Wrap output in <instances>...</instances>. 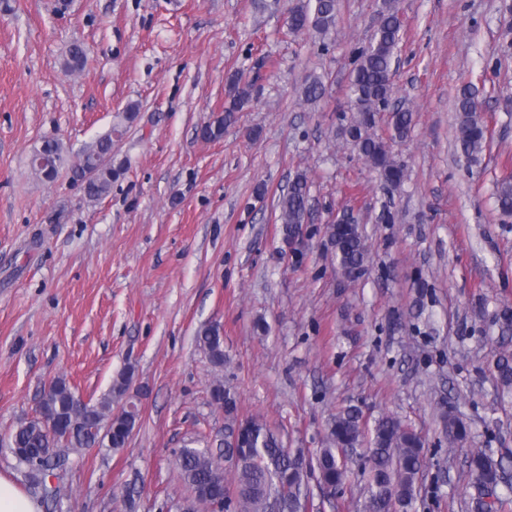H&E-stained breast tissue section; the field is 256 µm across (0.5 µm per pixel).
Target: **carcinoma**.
<instances>
[{
    "label": "carcinoma",
    "mask_w": 512,
    "mask_h": 512,
    "mask_svg": "<svg viewBox=\"0 0 512 512\" xmlns=\"http://www.w3.org/2000/svg\"><path fill=\"white\" fill-rule=\"evenodd\" d=\"M336 0H297L290 8L293 23L289 30L298 33L311 30L326 39L336 33ZM401 19L398 0H380L374 31L366 47L352 56L348 96L350 120L340 124L339 136L378 174L385 184L401 185L405 169L393 155L391 142L408 137L413 113L393 105V64L401 42ZM87 60L82 43L74 41L67 50L65 65L75 71ZM329 93L324 76L310 74L301 88L303 100L316 105ZM252 99V84L236 75L228 80L227 105L224 116L202 126L201 136L214 140L223 136L224 126L234 113ZM387 113L389 138L375 131L376 119ZM456 147L468 167L480 164L487 142V127L480 115L478 90L470 83L456 96ZM43 151L60 169L66 162L67 150L57 139L44 141ZM96 156L112 155V132H107L87 148ZM112 163L96 175L84 179L85 197L96 202L103 199L112 186ZM495 202L504 215L512 214V176L496 183ZM284 236L297 232L307 223L309 205L308 177L294 174L288 191L277 201ZM334 249L337 270L362 273L368 253L358 217L343 214L340 222L327 226ZM223 328L212 323L199 330L196 341L215 368L224 367ZM501 382L512 385V356L502 355L496 362ZM132 374L120 373L109 391L83 410L73 406L75 392L63 379L54 380L45 390L43 401L63 419L48 432L38 419L21 422L12 441L23 450L20 464L31 474L42 472L41 466H57L65 458L64 449L103 448L107 451L126 446L138 427L140 418L112 405L127 399ZM213 405L226 413L229 423L224 428V453L210 448L184 447L179 450L177 466L190 491L189 512H305L309 478L317 474L321 490L334 495L349 479L351 471L341 458L349 451L364 447L363 458L370 473L366 512H409L422 469V437L400 420L383 416L367 428L358 409L348 407L333 415L327 423L323 447L309 456L301 448L285 447L279 432L257 417L238 418L236 401L220 381L210 389ZM229 463L232 480H227L224 463ZM504 468L492 463L483 450L471 452L468 472L477 494L469 503L470 512H502L503 500L498 494L500 473Z\"/></svg>",
    "instance_id": "cac0c4a2"
}]
</instances>
